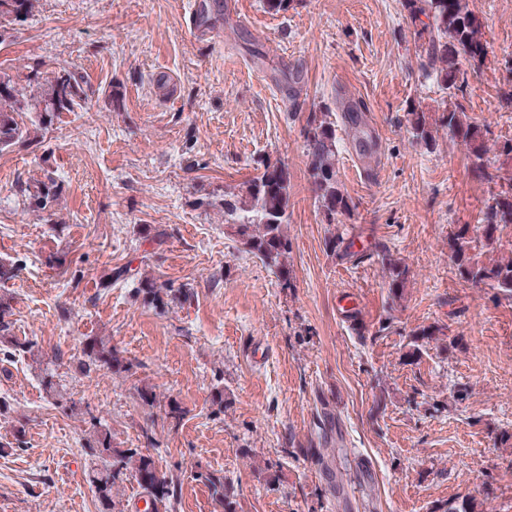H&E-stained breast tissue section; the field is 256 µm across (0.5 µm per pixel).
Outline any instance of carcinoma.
<instances>
[{"label": "carcinoma", "instance_id": "obj_1", "mask_svg": "<svg viewBox=\"0 0 512 512\" xmlns=\"http://www.w3.org/2000/svg\"><path fill=\"white\" fill-rule=\"evenodd\" d=\"M33 0H0V34L8 26L25 18ZM403 9L414 27L413 35L419 50L421 68L433 76L436 83L454 93L462 91L468 72L480 71L486 63L487 46L481 17L471 8V0H401ZM88 98L81 76L62 69L48 77L34 69L26 76V86L20 78L0 71V151L30 141V131L19 121L26 112H34L44 121L58 112H72ZM407 128L417 145L427 151L437 145L439 129L448 131L468 150L469 166L481 181L507 188L492 193L484 202L480 237L470 236V226L463 224L448 237L451 259L462 280L475 286H488L512 297V254L488 257L501 228L512 224V174L487 158L485 135L487 126L469 117L459 103L446 104L438 117L420 106L406 112ZM306 155L311 191L318 202L325 222L335 225L326 238V248L333 254L352 255L353 239L347 237L346 220L355 209L352 198L345 192L338 177L336 122L328 112L311 114L305 131ZM38 208L51 210L62 193V186L50 175L23 188ZM291 198L288 168L281 162L262 163L260 172L234 192L224 194V223L246 252L288 275L286 259L289 241L285 233ZM382 263L389 275V288L394 296L402 297L409 269L405 261L385 252ZM137 292L147 303H161L171 296L179 302L191 301L189 289L166 288L154 280L139 279ZM85 372L98 368L122 366L116 350L100 337L87 343ZM93 429L88 442L90 454L97 465L89 473L90 482L102 512H112L114 489L128 476L137 480L150 498L153 512H173L174 479L159 470L151 458L139 448H114L112 435L101 428V422L91 417ZM207 483L223 512H237L231 481L214 471L198 473Z\"/></svg>", "mask_w": 512, "mask_h": 512}]
</instances>
